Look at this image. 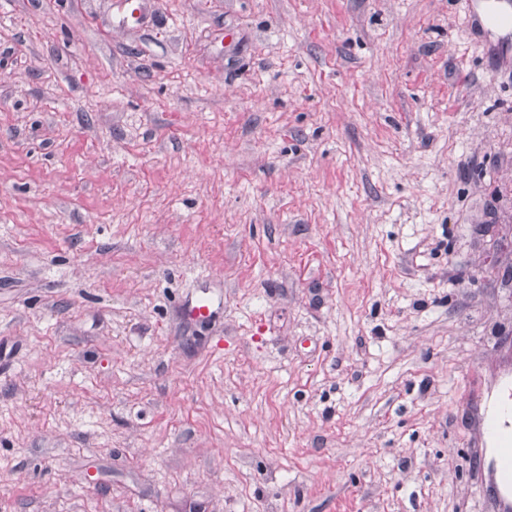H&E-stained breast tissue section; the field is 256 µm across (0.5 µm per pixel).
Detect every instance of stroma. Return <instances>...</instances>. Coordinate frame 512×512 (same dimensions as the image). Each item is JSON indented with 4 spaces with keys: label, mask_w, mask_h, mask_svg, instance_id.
<instances>
[{
    "label": "stroma",
    "mask_w": 512,
    "mask_h": 512,
    "mask_svg": "<svg viewBox=\"0 0 512 512\" xmlns=\"http://www.w3.org/2000/svg\"><path fill=\"white\" fill-rule=\"evenodd\" d=\"M116 2L0 0V512H492L512 31Z\"/></svg>",
    "instance_id": "1"
}]
</instances>
